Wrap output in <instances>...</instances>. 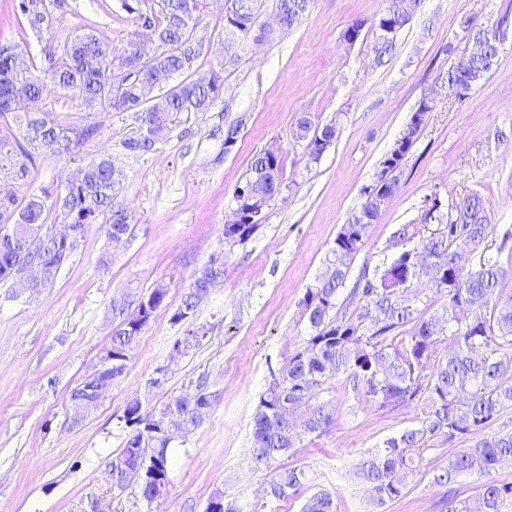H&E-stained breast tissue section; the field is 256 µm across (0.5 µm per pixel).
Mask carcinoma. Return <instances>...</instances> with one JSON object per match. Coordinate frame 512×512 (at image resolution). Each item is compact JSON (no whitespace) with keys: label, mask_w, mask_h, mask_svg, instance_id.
Masks as SVG:
<instances>
[{"label":"carcinoma","mask_w":512,"mask_h":512,"mask_svg":"<svg viewBox=\"0 0 512 512\" xmlns=\"http://www.w3.org/2000/svg\"><path fill=\"white\" fill-rule=\"evenodd\" d=\"M311 0H275L279 23L298 24ZM57 0H12V14L31 33L55 32ZM262 0H224V56L235 55L240 37L255 24ZM420 0H386L383 13L373 21L378 35L377 57L391 51L396 33L413 17ZM133 14L135 26L148 23L155 47L145 54L138 46L139 31L126 45L116 47L92 30L65 37L43 58L28 57L18 69L13 58L22 53L11 41H0V181L30 187L35 151L48 150L78 163L66 184L42 186L24 197L0 198V283L20 273L36 272L28 285L32 296L54 284L60 268L80 246L91 224L103 227L114 247L132 236L127 208L119 198L126 173L123 160L140 158L158 149L171 126L187 113L206 112L224 86L220 72L195 77L202 46L194 37L195 23L207 0H122ZM468 37L483 44L469 54L453 43L445 52L453 62L442 81L459 85L468 96L497 67L500 37L509 30L508 18L491 25L464 21ZM164 91L143 100L150 85ZM84 110L132 114L134 126L123 134L113 152L77 157L79 147L94 141L99 128L61 120L51 110L33 112L27 104L42 99L47 87ZM297 137L308 140L311 159L317 160L336 137L333 122L315 125L307 116L298 122ZM416 137L402 135L379 164L374 183L381 193L365 199L358 213L341 225L326 256L323 274L310 284L300 302L310 334L302 348L270 374L252 417L250 458L255 467H270L297 447L304 438L326 432L333 414L319 401L329 381L345 377L367 400L381 407L414 405L421 411L419 426L384 441L383 449L362 458L354 468L374 508L404 495L408 478L430 476L448 487L445 512H507L512 505V481L490 474L512 459V431L493 425L512 411V295L500 288L505 276L501 256L509 250L512 232L495 237L485 204L476 193L464 195L442 208L437 201L415 224L400 225L392 236L394 258L370 274L362 272L350 293L355 308L337 306L352 263L365 247L371 227L400 187V177ZM282 161L264 152L253 156L236 190L256 197L261 212L280 193ZM70 224L75 238L69 242L49 234L47 221ZM256 224H226L224 244L232 247L248 240ZM224 278V266L209 262L194 273L181 305L172 319L182 322L194 314L203 298ZM427 286L440 301L431 315L418 308L415 289ZM169 288L157 283L142 294L132 292L125 303L113 305L119 323L112 331L108 352L127 361L142 331L164 308ZM209 328H188L172 349L175 361L188 357L208 337ZM212 395L200 381L193 393L168 395L152 408L155 419L142 424V401L130 399L121 417L122 446L106 465L112 488L135 486L152 503L169 482V450L196 435ZM70 424L78 425L99 407L88 378L69 395ZM459 435L472 438L465 448L434 466L426 460L430 443L451 442ZM476 473L482 481L474 505L459 501L452 484L457 476ZM304 471L282 468L270 481L268 494L285 499L299 491ZM302 512H336L331 496L319 491L309 496Z\"/></svg>","instance_id":"cac0c4a2"}]
</instances>
